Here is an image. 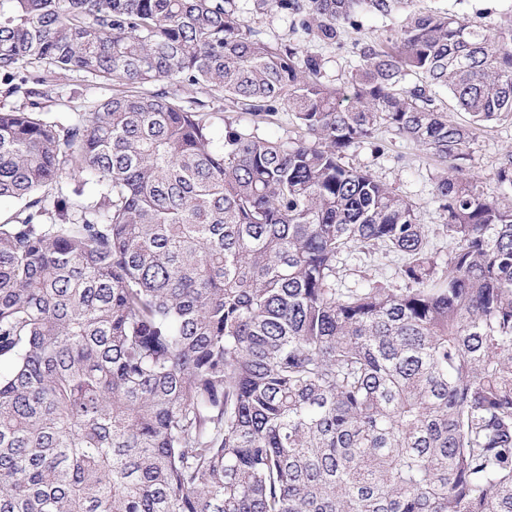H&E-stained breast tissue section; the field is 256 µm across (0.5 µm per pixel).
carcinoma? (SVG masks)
Masks as SVG:
<instances>
[{"instance_id": "1", "label": "carcinoma", "mask_w": 512, "mask_h": 512, "mask_svg": "<svg viewBox=\"0 0 512 512\" xmlns=\"http://www.w3.org/2000/svg\"><path fill=\"white\" fill-rule=\"evenodd\" d=\"M401 4L253 0L291 18L279 43L238 0H0L1 79L123 87L0 112V512H512V202L466 170L512 123V26L411 13L323 79L309 44ZM164 81L258 123L140 91ZM283 109L293 135L265 136ZM382 128L442 166L447 255L344 163ZM354 249L403 286L336 287ZM25 72L33 77H42L41 85L30 80L26 85L13 92H8V85L0 82V111L28 110L32 99L28 96L29 88L43 93L42 112L45 118H61L70 113L89 112L94 105L100 104L113 94L120 93L122 87L113 86L112 82L102 81L94 76L78 71L49 70L40 63L28 64Z\"/></svg>"}]
</instances>
